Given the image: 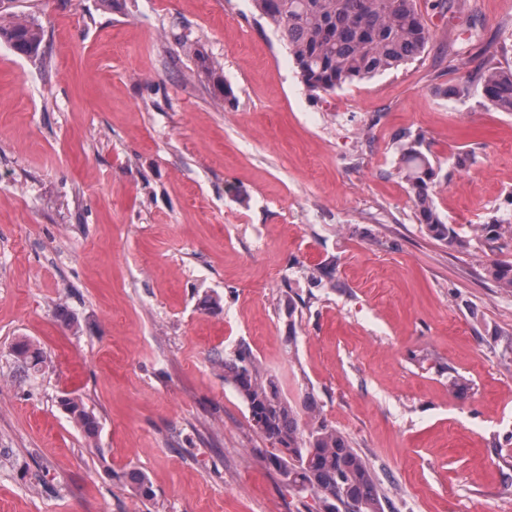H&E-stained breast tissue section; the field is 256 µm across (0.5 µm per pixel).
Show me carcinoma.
Instances as JSON below:
<instances>
[{"label": "carcinoma", "instance_id": "1", "mask_svg": "<svg viewBox=\"0 0 512 512\" xmlns=\"http://www.w3.org/2000/svg\"><path fill=\"white\" fill-rule=\"evenodd\" d=\"M253 4L288 43L301 80L311 91H332L395 69L420 55L429 41L416 0H253ZM173 37L185 50L194 52L215 91L229 96L215 63L184 35L175 33ZM0 38L10 42L17 53L35 56L43 33L33 23L13 21L6 27L0 25ZM478 81L495 108L512 112V69L489 67ZM420 146L415 140L400 148V173L414 194L418 221L434 238L462 248L464 241L443 222L433 205L436 171ZM506 232L512 233L511 219L477 229L488 239ZM488 273L500 287L512 288V263L493 264ZM13 352L28 369L40 371L42 360L29 344L18 343ZM224 381L234 386L249 409L252 426L271 443L273 450L264 456V462L288 489L313 494L319 512H385L388 501L368 463L321 415L311 393L296 401L288 399L279 380L266 374L251 349L243 345L224 354ZM61 404L84 438L99 436L100 422L82 400L64 397ZM303 415L308 418L304 424ZM127 478L142 497L151 496L142 472L131 470Z\"/></svg>", "mask_w": 512, "mask_h": 512}]
</instances>
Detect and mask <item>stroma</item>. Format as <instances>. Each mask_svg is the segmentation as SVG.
Returning <instances> with one entry per match:
<instances>
[{
	"instance_id": "obj_1",
	"label": "stroma",
	"mask_w": 512,
	"mask_h": 512,
	"mask_svg": "<svg viewBox=\"0 0 512 512\" xmlns=\"http://www.w3.org/2000/svg\"><path fill=\"white\" fill-rule=\"evenodd\" d=\"M417 6L420 57L325 93L252 0H15L43 42L0 41V512H317L224 380L241 344L395 512H512V292L487 274L512 236L474 232L512 219V112L478 82L512 68V0ZM414 139L464 249L417 220ZM173 37L182 48H185V50L190 52L193 50L195 57L200 64L201 70L210 80H212L215 91H217L222 97L224 96V99L227 98L230 91L228 87L224 86V83L217 75V66L215 63L206 57L201 49H198L197 47H194L192 43H189V39L184 35L173 33ZM62 406L72 415L85 439L95 440L100 433V422L87 411L82 400L73 397L61 399Z\"/></svg>"
}]
</instances>
